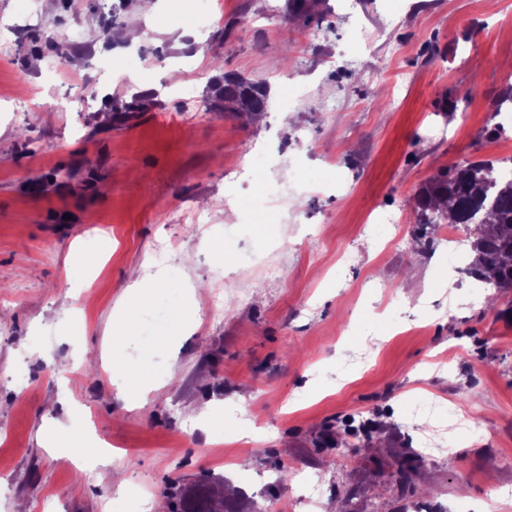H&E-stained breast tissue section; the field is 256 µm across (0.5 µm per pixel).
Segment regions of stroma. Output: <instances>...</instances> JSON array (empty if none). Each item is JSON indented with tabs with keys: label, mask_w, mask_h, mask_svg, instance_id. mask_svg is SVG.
<instances>
[{
	"label": "stroma",
	"mask_w": 512,
	"mask_h": 512,
	"mask_svg": "<svg viewBox=\"0 0 512 512\" xmlns=\"http://www.w3.org/2000/svg\"><path fill=\"white\" fill-rule=\"evenodd\" d=\"M213 2L200 32L193 0L149 15L36 0L37 33L22 0H0V512H171V481L203 475L244 512H281L293 465L321 512H512V292L449 269L443 237L420 250L413 218L438 170L512 159L490 133L512 87V0H316L309 17ZM91 15L97 31L44 76L56 37ZM135 50L142 69L123 72ZM226 72L267 86L253 121L217 108ZM117 100L138 103L132 118ZM259 153L260 179L232 172ZM297 166L325 189L297 186ZM378 209L392 223L365 225ZM136 280L170 304L120 346L113 320L144 307ZM119 374L149 380L147 402L129 406ZM428 393L482 436L412 419ZM55 421L111 440L113 461L54 458ZM429 424L443 449L419 462L418 493H388Z\"/></svg>",
	"instance_id": "obj_1"
}]
</instances>
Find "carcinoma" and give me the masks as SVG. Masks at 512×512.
Masks as SVG:
<instances>
[{
	"label": "carcinoma",
	"mask_w": 512,
	"mask_h": 512,
	"mask_svg": "<svg viewBox=\"0 0 512 512\" xmlns=\"http://www.w3.org/2000/svg\"><path fill=\"white\" fill-rule=\"evenodd\" d=\"M221 98L226 108L263 112L267 90L226 73ZM501 171L494 160H466L438 171L418 191L414 218L425 230L443 224L469 229L473 258L467 276L506 292L512 287V178ZM393 483L401 494L415 493L413 468L397 462ZM207 485L202 478L191 490L175 489L172 512H239L226 498H215Z\"/></svg>",
	"instance_id": "obj_1"
}]
</instances>
